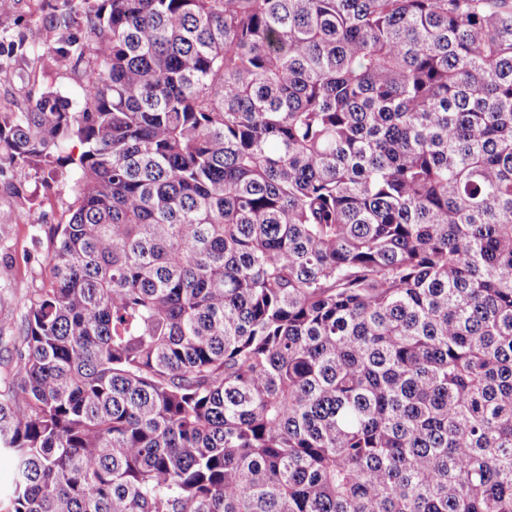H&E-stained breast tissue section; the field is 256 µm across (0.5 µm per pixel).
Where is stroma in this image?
Wrapping results in <instances>:
<instances>
[{
	"label": "stroma",
	"instance_id": "1",
	"mask_svg": "<svg viewBox=\"0 0 512 512\" xmlns=\"http://www.w3.org/2000/svg\"><path fill=\"white\" fill-rule=\"evenodd\" d=\"M52 0H18L12 16L0 18V44L9 45L25 31L30 45L27 57L17 60L21 79L0 86V110H23L31 96L51 87L82 104L79 80L70 64L42 58L46 44L57 32L50 17ZM73 169L56 176L40 172L18 183L9 166L0 167V383L8 378V357L17 340L29 296L49 277L50 243L45 227L68 223L75 201Z\"/></svg>",
	"mask_w": 512,
	"mask_h": 512
}]
</instances>
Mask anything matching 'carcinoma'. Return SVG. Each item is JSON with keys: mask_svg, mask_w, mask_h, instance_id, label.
Masks as SVG:
<instances>
[{"mask_svg": "<svg viewBox=\"0 0 512 512\" xmlns=\"http://www.w3.org/2000/svg\"><path fill=\"white\" fill-rule=\"evenodd\" d=\"M53 21L81 107L0 110L18 181L78 173L0 512H512V0Z\"/></svg>", "mask_w": 512, "mask_h": 512, "instance_id": "1", "label": "carcinoma"}]
</instances>
